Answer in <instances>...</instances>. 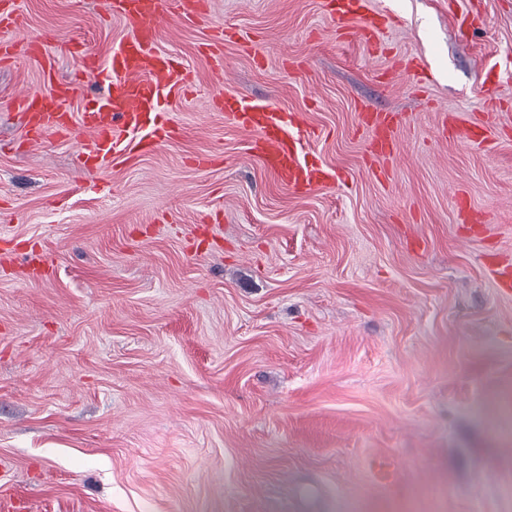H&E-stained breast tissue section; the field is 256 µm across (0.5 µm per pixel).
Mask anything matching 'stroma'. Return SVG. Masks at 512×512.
Wrapping results in <instances>:
<instances>
[{"label":"stroma","mask_w":512,"mask_h":512,"mask_svg":"<svg viewBox=\"0 0 512 512\" xmlns=\"http://www.w3.org/2000/svg\"><path fill=\"white\" fill-rule=\"evenodd\" d=\"M206 2L159 24L194 78L164 103L179 135L107 169L23 148L12 100L41 69L0 65V512H512V295L484 266L512 258V0H371L373 51L324 0ZM19 17L61 81L68 40L128 33L101 0ZM225 94L302 116L335 183L280 184L207 108ZM364 105L404 114L394 159ZM448 114L490 147L439 136Z\"/></svg>","instance_id":"stroma-1"}]
</instances>
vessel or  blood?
Returning a JSON list of instances; mask_svg holds the SVG:
<instances>
[{
  "label": "vessel or blood",
  "mask_w": 512,
  "mask_h": 512,
  "mask_svg": "<svg viewBox=\"0 0 512 512\" xmlns=\"http://www.w3.org/2000/svg\"><path fill=\"white\" fill-rule=\"evenodd\" d=\"M107 14L121 16L129 26L128 35L100 56L86 45L70 42L67 52L83 72L104 78L106 88L85 102L79 116H72L69 102L77 92L74 85L54 81L55 62L46 43L37 37L16 41L10 34L18 21L14 0H0V62L26 55L39 62L43 86L18 93L13 104L26 116V144L40 141L43 134L73 138L76 129L90 131L93 139L82 152L92 169L111 165L114 157L143 154L158 149L177 132L162 110V99L187 91L189 73L170 54L156 46L157 26L167 11V0H104ZM327 11L344 30L355 31L359 41L371 44L384 22L367 0H328ZM216 105L230 122L251 138V152L270 169L282 184L297 192L336 180L333 168L325 166L304 143L316 132L302 118L269 103L227 96ZM367 125L372 133V151L379 157L393 156L401 135L392 116L369 110ZM456 141L485 146L490 142L488 124H451ZM486 269L502 292L512 291V261L500 256L486 258Z\"/></svg>",
  "instance_id": "1"
}]
</instances>
